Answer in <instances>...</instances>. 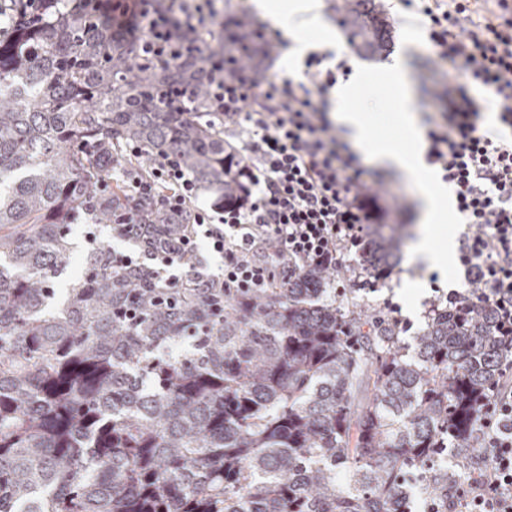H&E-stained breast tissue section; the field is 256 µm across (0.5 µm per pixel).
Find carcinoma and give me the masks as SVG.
I'll return each instance as SVG.
<instances>
[{"instance_id": "1", "label": "carcinoma", "mask_w": 512, "mask_h": 512, "mask_svg": "<svg viewBox=\"0 0 512 512\" xmlns=\"http://www.w3.org/2000/svg\"><path fill=\"white\" fill-rule=\"evenodd\" d=\"M342 11L356 49L387 51L373 0ZM231 25L228 37L184 28L191 51L155 60L53 0L17 29L28 55L0 41V512H404L419 475L448 496L437 459L448 439L467 441L506 352L490 306L435 310L411 359L384 315L336 303L316 268L224 298L222 317L188 302L184 324L164 308L129 324L127 282L94 252L63 309L48 310L68 214L163 222L123 185L98 188L112 159L126 164L116 147L143 149L144 177L168 153L224 203L243 199L224 118L201 117L208 56L230 60L226 76L262 63L257 24ZM400 253V234L379 224L362 266L381 279ZM186 339L193 350H164Z\"/></svg>"}]
</instances>
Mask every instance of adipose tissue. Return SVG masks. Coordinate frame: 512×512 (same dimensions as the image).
<instances>
[{
	"label": "adipose tissue",
	"mask_w": 512,
	"mask_h": 512,
	"mask_svg": "<svg viewBox=\"0 0 512 512\" xmlns=\"http://www.w3.org/2000/svg\"><path fill=\"white\" fill-rule=\"evenodd\" d=\"M256 9L271 18L288 35L297 39L295 50L303 52L309 46L298 36L299 31L315 30L320 25L317 0H257ZM365 73H358L336 91L338 112L336 119L349 131L348 140L357 151L372 156L377 163L400 171L419 189L422 218L412 244L414 260L431 266L447 264L452 244L436 245L440 224L446 222L450 212L451 193L422 162L419 155L420 128L415 116L413 93L406 82L400 63L384 64L379 68L378 81L395 86L393 106L400 113L407 129L404 140L376 134L366 114L355 104V94Z\"/></svg>",
	"instance_id": "obj_1"
}]
</instances>
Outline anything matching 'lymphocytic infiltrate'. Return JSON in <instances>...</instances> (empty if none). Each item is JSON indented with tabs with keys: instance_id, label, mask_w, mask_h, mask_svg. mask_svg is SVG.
Here are the masks:
<instances>
[{
	"instance_id": "obj_1",
	"label": "lymphocytic infiltrate",
	"mask_w": 512,
	"mask_h": 512,
	"mask_svg": "<svg viewBox=\"0 0 512 512\" xmlns=\"http://www.w3.org/2000/svg\"><path fill=\"white\" fill-rule=\"evenodd\" d=\"M153 2L118 0L109 8L118 26L147 29L148 53L178 57L168 39L179 28L217 23L214 0H181V10L168 16ZM497 2L499 13L476 20L472 0H407L427 17L434 55L450 74L446 89L430 95L425 158L454 187L468 226L458 255L468 286L442 299L491 306L512 348V139L483 124L491 104L498 124L512 129V6ZM465 17L472 20L467 29L460 26ZM209 68L215 109L259 196L238 206H198L200 182L174 156L156 155L149 177L125 171L121 180L165 213L166 238L154 244L155 225L124 214L112 237L125 247L108 253L113 273H146L149 301L173 309L191 296L220 313L225 297L265 292L301 269H345L347 252L381 214L373 196L359 193L366 170L329 117V91L351 73L347 59L328 67L313 54L306 81L272 77L259 88L244 77L225 79L221 57ZM476 87L485 98L473 95ZM208 254L221 259L220 270L209 268ZM486 401L471 432L475 465L465 481L449 477L447 501L428 504L427 512H512V358L503 359Z\"/></svg>"
}]
</instances>
